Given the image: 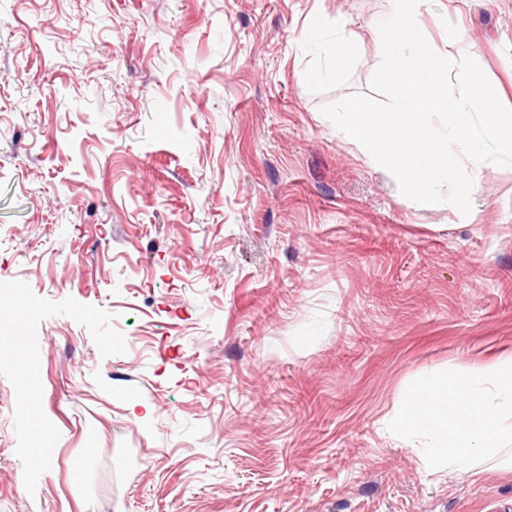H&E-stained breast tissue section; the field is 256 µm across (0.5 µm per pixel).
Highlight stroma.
<instances>
[{
    "instance_id": "obj_1",
    "label": "stroma",
    "mask_w": 512,
    "mask_h": 512,
    "mask_svg": "<svg viewBox=\"0 0 512 512\" xmlns=\"http://www.w3.org/2000/svg\"><path fill=\"white\" fill-rule=\"evenodd\" d=\"M384 12L0 0V512H512L502 459L431 475L388 429L512 357V166L421 205L322 114ZM420 20L512 108V0ZM354 50L350 37L342 29L336 30V38L325 47L328 57L327 73L336 76L347 64Z\"/></svg>"
}]
</instances>
